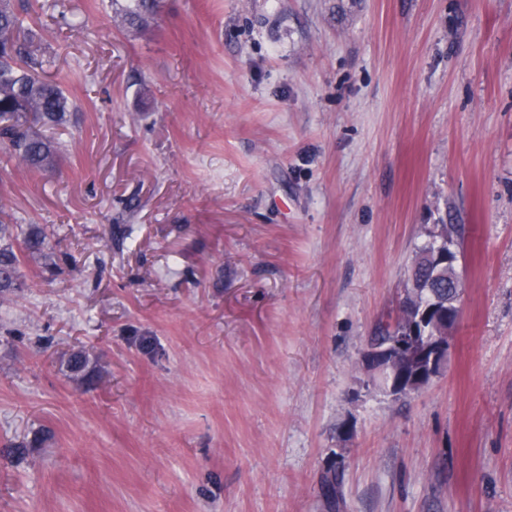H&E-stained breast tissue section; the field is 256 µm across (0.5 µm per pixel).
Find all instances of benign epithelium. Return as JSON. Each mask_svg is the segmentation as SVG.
I'll list each match as a JSON object with an SVG mask.
<instances>
[{
    "label": "benign epithelium",
    "mask_w": 512,
    "mask_h": 512,
    "mask_svg": "<svg viewBox=\"0 0 512 512\" xmlns=\"http://www.w3.org/2000/svg\"><path fill=\"white\" fill-rule=\"evenodd\" d=\"M423 263L440 276L443 271L457 267V254L451 248L437 249L425 253ZM455 285L448 303H430L417 319L406 322L385 350L371 346L366 352V366L380 371L392 394L406 395L419 390L447 365L463 293L462 280H456Z\"/></svg>",
    "instance_id": "7a95c632"
}]
</instances>
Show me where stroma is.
Masks as SVG:
<instances>
[{
  "label": "stroma",
  "mask_w": 512,
  "mask_h": 512,
  "mask_svg": "<svg viewBox=\"0 0 512 512\" xmlns=\"http://www.w3.org/2000/svg\"><path fill=\"white\" fill-rule=\"evenodd\" d=\"M30 3L75 110L0 163L57 263L0 301V512H512V0ZM441 223L448 366L395 398L361 357ZM126 3L115 9L117 18L129 27H142L157 18L163 8V0H124Z\"/></svg>",
  "instance_id": "1"
}]
</instances>
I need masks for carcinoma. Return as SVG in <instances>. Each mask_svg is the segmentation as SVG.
Returning a JSON list of instances; mask_svg holds the SVG:
<instances>
[{
	"label": "carcinoma",
	"mask_w": 512,
	"mask_h": 512,
	"mask_svg": "<svg viewBox=\"0 0 512 512\" xmlns=\"http://www.w3.org/2000/svg\"><path fill=\"white\" fill-rule=\"evenodd\" d=\"M163 5L164 0H125L115 14L138 28L157 18ZM47 65L32 50L24 10L0 0V143L9 157L34 172L55 169L63 146L46 131L64 124L72 107L59 83L46 74ZM52 255L42 228L13 223L6 206L0 207V298L23 287L26 260ZM415 275L425 287L423 298H448V278H434L421 266Z\"/></svg>",
	"instance_id": "obj_1"
}]
</instances>
